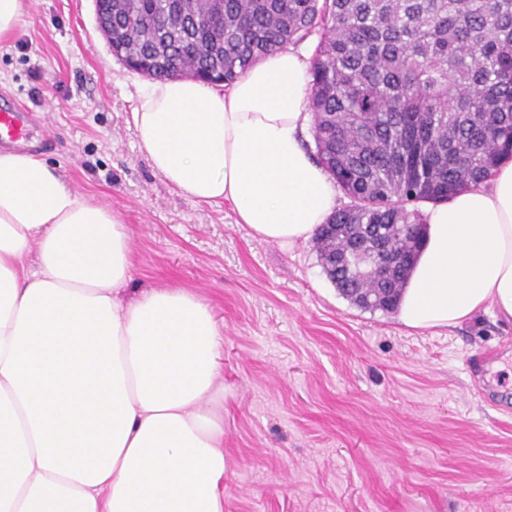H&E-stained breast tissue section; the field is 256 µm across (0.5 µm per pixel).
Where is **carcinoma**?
Here are the masks:
<instances>
[{"label":"carcinoma","instance_id":"obj_1","mask_svg":"<svg viewBox=\"0 0 512 512\" xmlns=\"http://www.w3.org/2000/svg\"><path fill=\"white\" fill-rule=\"evenodd\" d=\"M112 0L135 64L230 85L264 55L317 37L315 156L352 204L314 233L352 304L398 309L442 203L512 159V0Z\"/></svg>","mask_w":512,"mask_h":512}]
</instances>
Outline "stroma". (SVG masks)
Instances as JSON below:
<instances>
[{"mask_svg":"<svg viewBox=\"0 0 512 512\" xmlns=\"http://www.w3.org/2000/svg\"><path fill=\"white\" fill-rule=\"evenodd\" d=\"M146 81L113 57L92 0H27L0 47V96L45 127L38 154L127 224V296L185 288L224 330V512H512V322L422 330L359 309L313 241L284 249L229 205L178 196L133 126ZM475 359L498 372L486 398Z\"/></svg>","mask_w":512,"mask_h":512,"instance_id":"1","label":"stroma"}]
</instances>
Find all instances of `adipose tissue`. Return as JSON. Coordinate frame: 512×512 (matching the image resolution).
<instances>
[{
    "mask_svg": "<svg viewBox=\"0 0 512 512\" xmlns=\"http://www.w3.org/2000/svg\"><path fill=\"white\" fill-rule=\"evenodd\" d=\"M309 81L291 46L228 87L155 80L135 132L175 193L290 249L337 205L303 144ZM133 273L119 211L0 150V512H224L223 332L184 288L123 299ZM488 309L512 318V162L431 210L399 312L430 329Z\"/></svg>",
    "mask_w": 512,
    "mask_h": 512,
    "instance_id": "ef3b65f1",
    "label": "adipose tissue"
}]
</instances>
